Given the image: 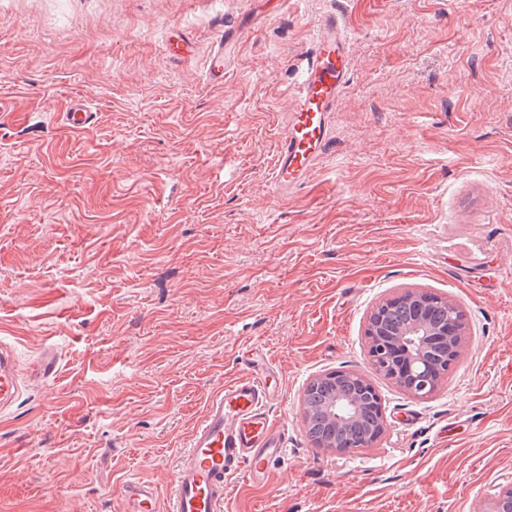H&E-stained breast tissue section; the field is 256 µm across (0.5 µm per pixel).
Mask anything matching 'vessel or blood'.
<instances>
[{
    "instance_id": "vessel-or-blood-1",
    "label": "vessel or blood",
    "mask_w": 512,
    "mask_h": 512,
    "mask_svg": "<svg viewBox=\"0 0 512 512\" xmlns=\"http://www.w3.org/2000/svg\"><path fill=\"white\" fill-rule=\"evenodd\" d=\"M247 35L243 22L225 28L208 53L209 81H223L230 59ZM349 52V38L338 16L325 17L317 28L315 52L292 94V110L279 140L271 176L276 195L291 194L325 154L331 116L349 81ZM58 368L59 356L53 348H45L21 369L11 346L1 343L0 408L12 407L23 383L51 380ZM267 378V370L251 369L211 397L177 457L168 498L159 500L150 483L129 479L118 489L119 512H222L228 476L242 473L252 481H264L283 451L281 436L266 410Z\"/></svg>"
}]
</instances>
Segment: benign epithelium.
I'll return each mask as SVG.
<instances>
[{
	"label": "benign epithelium",
	"instance_id": "benign-epithelium-1",
	"mask_svg": "<svg viewBox=\"0 0 512 512\" xmlns=\"http://www.w3.org/2000/svg\"><path fill=\"white\" fill-rule=\"evenodd\" d=\"M423 293L422 289L406 288L395 294L414 310V316L397 330H387L383 319L376 317L378 308L384 305L382 301L371 310L375 317L367 318L366 328L368 335L378 337V352L392 377L430 394L444 374L440 367L442 360L449 357L454 364L462 356L466 325L465 320L452 315L442 320L432 319ZM364 404L361 394L348 392L339 384L336 393L324 403L323 410L336 423L345 426L356 419ZM478 512H512V483L492 488Z\"/></svg>",
	"mask_w": 512,
	"mask_h": 512
}]
</instances>
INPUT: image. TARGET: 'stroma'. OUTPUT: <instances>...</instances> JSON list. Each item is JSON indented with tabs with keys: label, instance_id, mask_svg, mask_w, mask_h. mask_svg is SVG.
<instances>
[{
	"label": "stroma",
	"instance_id": "35a3bbf8",
	"mask_svg": "<svg viewBox=\"0 0 512 512\" xmlns=\"http://www.w3.org/2000/svg\"><path fill=\"white\" fill-rule=\"evenodd\" d=\"M256 0H0V336L59 371L0 415V512L166 496L208 400L266 358L284 451L224 512H476L512 483V0H286L223 83L221 23ZM350 38L327 151L288 197L271 169L320 19ZM189 57L165 50L171 27ZM90 109L84 131L62 111ZM457 303L467 347L416 398L376 371L370 310ZM363 373L372 447H317L309 381Z\"/></svg>",
	"mask_w": 512,
	"mask_h": 512
}]
</instances>
